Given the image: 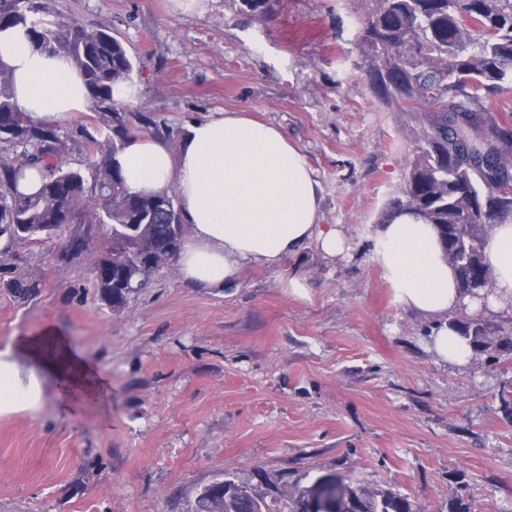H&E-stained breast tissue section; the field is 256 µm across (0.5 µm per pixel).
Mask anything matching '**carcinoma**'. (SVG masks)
Wrapping results in <instances>:
<instances>
[{"mask_svg":"<svg viewBox=\"0 0 512 512\" xmlns=\"http://www.w3.org/2000/svg\"><path fill=\"white\" fill-rule=\"evenodd\" d=\"M359 40L382 104L403 112L412 123L414 149L395 197L380 216L389 224L411 212L434 225L448 264L462 288L484 300L486 287H468L490 276L484 251L491 225L488 211L498 192L512 185V121L508 101L492 102L512 91V0H367ZM42 0H0V29L22 25L33 44L62 53L83 72L90 93L91 129L83 132L82 168L66 160V140L58 126L26 119L12 136L0 135V233L18 242H47L69 224L109 227L93 263L96 288L112 310L120 311L137 289L142 245L158 254L170 246L167 210L173 196L130 192L116 153L128 137L153 124L146 111H132L113 95L115 85L132 79L134 64L122 43L105 27L87 28L76 20L44 18ZM453 100L448 111L443 103ZM25 114L14 100L8 68L0 62V117ZM37 167L42 184L33 194L17 190L24 172ZM140 282V281H138ZM148 281L140 282L145 288ZM508 323L461 310L448 327L471 340L491 359L512 356ZM346 489L339 512H419L407 496L362 482ZM315 485L289 491L292 512H306ZM267 504L250 487L218 479L198 494L193 512H266Z\"/></svg>","mask_w":512,"mask_h":512,"instance_id":"cac0c4a2","label":"carcinoma"}]
</instances>
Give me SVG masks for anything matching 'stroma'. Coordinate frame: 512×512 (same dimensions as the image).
<instances>
[{
  "label": "stroma",
  "mask_w": 512,
  "mask_h": 512,
  "mask_svg": "<svg viewBox=\"0 0 512 512\" xmlns=\"http://www.w3.org/2000/svg\"><path fill=\"white\" fill-rule=\"evenodd\" d=\"M54 21L107 27L134 62L139 105L170 145L185 121L239 111L282 128L321 186L343 257L315 247L246 264L221 289L161 269L123 312L98 296L86 256L97 224L46 244L0 236V343L53 328L111 381L75 413L0 419V512H193L230 478L271 512L324 476L410 497L421 512H512V359L438 362L431 320L394 300L373 254L401 185L407 116L384 107L358 46L365 0H44ZM301 276L311 299L284 285ZM36 287L27 301L10 288Z\"/></svg>",
  "instance_id": "stroma-1"
}]
</instances>
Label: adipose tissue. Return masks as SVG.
<instances>
[{
  "mask_svg": "<svg viewBox=\"0 0 512 512\" xmlns=\"http://www.w3.org/2000/svg\"><path fill=\"white\" fill-rule=\"evenodd\" d=\"M0 62L14 96L33 121L57 123L85 111L89 92L62 54L36 49L20 28L0 30ZM130 191L176 192L189 232L175 267L199 288H223L248 262L273 267L315 245L336 258L351 248L339 225L320 221L319 184L305 155L277 126L221 111L183 126L177 147L151 134L129 138L114 160ZM374 256L401 307L433 318L429 340L442 362L468 365L469 340L447 319L460 309L512 314V218L495 221L486 262V300L464 295L433 225L405 212L379 225ZM105 375L54 329L0 347V417L38 414L52 400L70 403L105 391Z\"/></svg>",
  "mask_w": 512,
  "mask_h": 512,
  "instance_id": "adipose-tissue-1",
  "label": "adipose tissue"
}]
</instances>
